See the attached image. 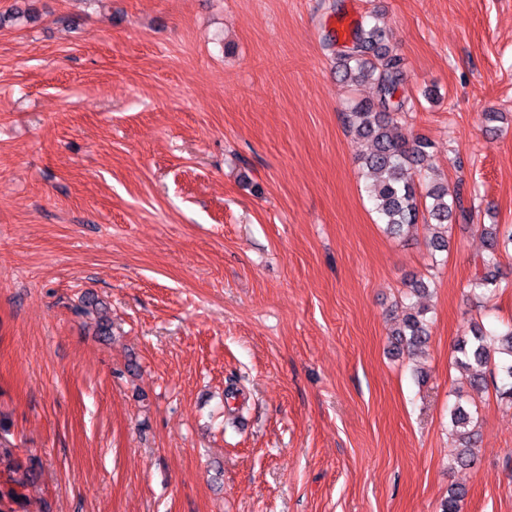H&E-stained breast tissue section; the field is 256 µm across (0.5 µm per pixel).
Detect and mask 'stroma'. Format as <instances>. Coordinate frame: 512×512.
Returning a JSON list of instances; mask_svg holds the SVG:
<instances>
[{
  "label": "stroma",
  "mask_w": 512,
  "mask_h": 512,
  "mask_svg": "<svg viewBox=\"0 0 512 512\" xmlns=\"http://www.w3.org/2000/svg\"><path fill=\"white\" fill-rule=\"evenodd\" d=\"M0 422L18 512H512V409L471 408L451 467L454 345L512 323L467 283L512 225V0H0ZM378 25L404 59L412 177L462 184L387 234L343 123L327 34ZM487 112L502 113L485 122ZM431 326L392 351L407 283ZM105 317L108 334L97 328ZM423 197L425 199L424 205L431 219L436 222V226L441 230L435 234L432 240V247L437 251L447 250L448 221H452L453 217H456L457 212L461 218L466 219L469 212V209L464 206L461 189L457 187L450 192L448 186L434 184L427 189ZM427 199L430 200L428 206ZM449 417V433L456 439L459 448L453 463L470 465L474 460V450L477 445L478 421L474 414L463 405L462 395H457Z\"/></svg>",
  "instance_id": "35a3bbf8"
}]
</instances>
